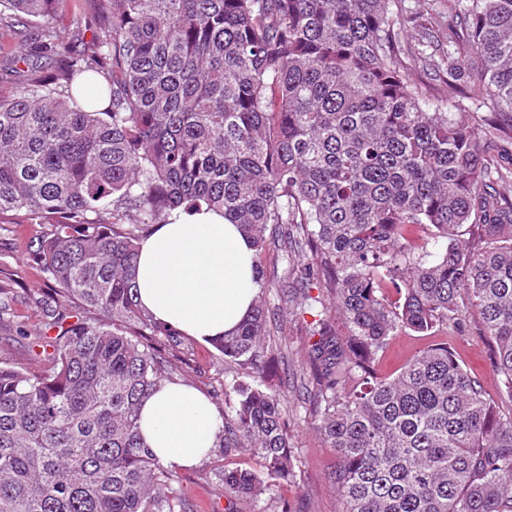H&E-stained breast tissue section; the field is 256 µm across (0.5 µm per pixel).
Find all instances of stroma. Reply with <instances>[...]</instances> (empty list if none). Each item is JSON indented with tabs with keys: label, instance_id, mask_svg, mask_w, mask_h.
Here are the masks:
<instances>
[{
	"label": "stroma",
	"instance_id": "35a3bbf8",
	"mask_svg": "<svg viewBox=\"0 0 512 512\" xmlns=\"http://www.w3.org/2000/svg\"><path fill=\"white\" fill-rule=\"evenodd\" d=\"M44 224L20 221L0 223V289L5 290L9 313L0 320V361L27 364L28 336L42 333L39 302L47 294L44 275L29 258L31 241L47 232ZM271 333L269 342L278 354L270 383L288 404V434L297 460L293 482L281 484L274 499L258 505H239V512H342L341 500L328 476L336 467L334 449L325 446L314 430L307 392L301 380L299 362L308 344L305 331L292 317L287 304L277 295L267 299ZM456 357L467 371L481 380L501 412H512V399L500 397L498 381L490 366L492 343L480 331L478 319H471L465 335L448 339ZM174 381L191 386L204 394L216 412L224 410V391L233 382L251 383L248 366L226 363L214 345L181 336L180 344L168 352ZM176 484L186 512H215L226 505L224 483L218 472L199 478L194 469L181 468Z\"/></svg>",
	"mask_w": 512,
	"mask_h": 512
}]
</instances>
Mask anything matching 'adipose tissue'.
<instances>
[{"label": "adipose tissue", "instance_id": "adipose-tissue-1", "mask_svg": "<svg viewBox=\"0 0 512 512\" xmlns=\"http://www.w3.org/2000/svg\"><path fill=\"white\" fill-rule=\"evenodd\" d=\"M253 248L220 214L201 211L157 225L138 249L136 300L156 321L210 343L237 329L257 292ZM221 419L197 390L169 382L140 412V435L166 466L200 464Z\"/></svg>", "mask_w": 512, "mask_h": 512}]
</instances>
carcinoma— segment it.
<instances>
[{"label": "carcinoma", "instance_id": "obj_1", "mask_svg": "<svg viewBox=\"0 0 512 512\" xmlns=\"http://www.w3.org/2000/svg\"><path fill=\"white\" fill-rule=\"evenodd\" d=\"M56 2L0 0L27 48L3 59L23 80L0 96V215L50 225L30 256L57 331L31 342L42 369L0 362V512H186L139 434L178 332L132 277L142 237L203 207L252 239L258 295L312 316L301 365L342 512H512V415L447 340L478 315L512 399V163L493 153L495 116L512 113V0H441L440 57L423 49L435 16L395 0H84L80 50L50 22ZM417 67L444 72L431 98ZM463 99L477 108L457 118ZM271 245L306 267L267 277ZM266 329L257 298L214 342L255 373L221 416L223 456L262 468L221 471L232 503L296 477ZM406 330L428 343L380 375Z\"/></svg>", "mask_w": 512, "mask_h": 512}]
</instances>
